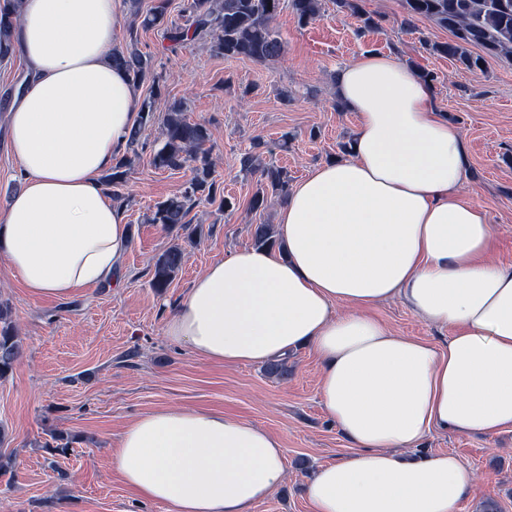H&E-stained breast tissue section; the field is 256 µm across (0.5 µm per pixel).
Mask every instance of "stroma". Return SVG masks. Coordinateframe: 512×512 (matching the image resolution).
I'll return each instance as SVG.
<instances>
[{"instance_id": "obj_1", "label": "stroma", "mask_w": 512, "mask_h": 512, "mask_svg": "<svg viewBox=\"0 0 512 512\" xmlns=\"http://www.w3.org/2000/svg\"><path fill=\"white\" fill-rule=\"evenodd\" d=\"M381 20L361 29L350 12L326 0L321 17L299 25L290 9L275 26L286 44L266 64L212 55L192 41L170 53L156 32L141 33L139 47L163 74L161 92L186 101L190 120L206 124L216 176L234 210L200 203L195 245L165 293L151 286L155 258L181 242L183 232L148 223L157 201L178 192L188 170L154 168L148 156L131 167L119 202L133 228L121 285L104 283L69 299L30 296L0 262V296L19 324L22 354L0 380V423L9 431L14 467L0 474V512H163L139 499L109 465L115 441L143 413L165 407L206 409L246 420L281 437L287 477L253 512H310L304 485L320 465L350 453L319 399V363L311 349L286 359L287 378L266 366H227L194 356L164 334L165 320L193 280L216 258L254 244L253 227L277 224L281 197L269 196L254 213L249 200L257 177L241 157L263 142L265 159L297 182L317 165L342 158L341 143L355 135L353 113L336 105L334 76L365 51L390 53L435 80L436 105L463 134L467 168L462 191L487 210L496 231L492 262L512 265V62L487 59L482 70H458L431 53L430 43L450 34L433 20L403 27V0H364ZM293 96L283 103L282 91ZM374 314L392 331L437 343L449 329L417 319L401 302ZM68 438L56 451L58 437ZM423 453L451 452L474 473L478 490L458 512H512V430L492 437L451 432L427 435Z\"/></svg>"}]
</instances>
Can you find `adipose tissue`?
<instances>
[{
	"mask_svg": "<svg viewBox=\"0 0 512 512\" xmlns=\"http://www.w3.org/2000/svg\"><path fill=\"white\" fill-rule=\"evenodd\" d=\"M122 0H22L10 59L24 76L6 107L21 185L0 210V261L34 297L119 278L132 247L103 174L127 147L139 95L112 65ZM357 116L347 158L316 166L280 209V248L211 262L165 334L197 357L264 364L310 347L320 398L351 453L317 468L311 512H457L476 491L453 454L414 456L432 431L512 428V266L489 261L485 207L460 191V128L432 83L367 51L337 69ZM397 299L450 329L401 336L371 311ZM110 467L166 512H252L282 482L279 437L207 410L157 409L120 434Z\"/></svg>",
	"mask_w": 512,
	"mask_h": 512,
	"instance_id": "adipose-tissue-1",
	"label": "adipose tissue"
}]
</instances>
